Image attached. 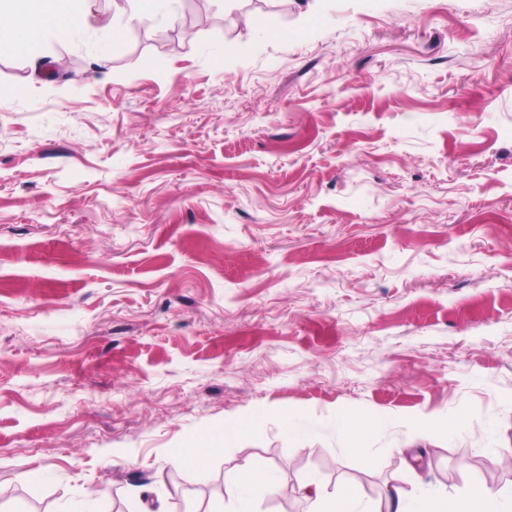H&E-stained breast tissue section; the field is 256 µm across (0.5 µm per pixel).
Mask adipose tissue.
<instances>
[{"instance_id": "adipose-tissue-1", "label": "adipose tissue", "mask_w": 512, "mask_h": 512, "mask_svg": "<svg viewBox=\"0 0 512 512\" xmlns=\"http://www.w3.org/2000/svg\"><path fill=\"white\" fill-rule=\"evenodd\" d=\"M71 0H26L23 8L10 12L8 26L0 28V54L24 49L37 56L46 37L69 42L81 27L83 16L70 7ZM260 425L258 419L235 420L227 423L220 434L211 436L206 452L189 448L174 455L177 466L204 467L210 455L222 452L227 441L248 435ZM279 490L276 473L269 469H246L229 486L233 512H255L259 494H274ZM387 512H512L501 499L499 491L485 485L477 486L461 499L448 500L443 494H423L408 497L402 487H391L387 494Z\"/></svg>"}]
</instances>
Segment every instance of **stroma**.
Returning a JSON list of instances; mask_svg holds the SVG:
<instances>
[{
    "instance_id": "35a3bbf8",
    "label": "stroma",
    "mask_w": 512,
    "mask_h": 512,
    "mask_svg": "<svg viewBox=\"0 0 512 512\" xmlns=\"http://www.w3.org/2000/svg\"><path fill=\"white\" fill-rule=\"evenodd\" d=\"M174 8L0 55V512H221L245 467L512 495V0ZM333 422L347 437V450L356 456L365 457L367 448H364L362 441L367 433L378 427L380 419L339 409L333 414ZM282 426L291 437H307L316 431V424L306 421L293 411L284 410L281 412ZM259 426L258 418L249 420L237 419L233 422L225 423L224 431L210 437L208 448H206L204 453H197L196 448H188L174 455L172 463L176 466L190 465L196 468H203L209 460V455L222 452L227 441L248 435Z\"/></svg>"
}]
</instances>
